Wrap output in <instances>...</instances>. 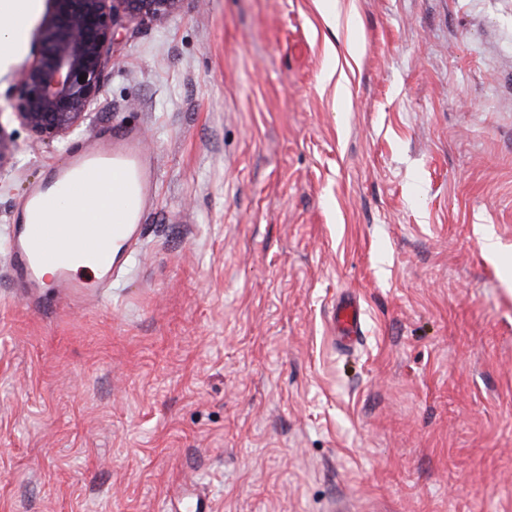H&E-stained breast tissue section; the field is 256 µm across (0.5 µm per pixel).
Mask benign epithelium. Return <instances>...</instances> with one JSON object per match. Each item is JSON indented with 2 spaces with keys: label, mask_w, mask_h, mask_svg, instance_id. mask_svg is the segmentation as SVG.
I'll return each instance as SVG.
<instances>
[{
  "label": "benign epithelium",
  "mask_w": 512,
  "mask_h": 512,
  "mask_svg": "<svg viewBox=\"0 0 512 512\" xmlns=\"http://www.w3.org/2000/svg\"><path fill=\"white\" fill-rule=\"evenodd\" d=\"M183 0H52L37 50L14 105L19 123L42 141L77 133L102 91L113 44L132 23L161 22ZM84 80H79V76Z\"/></svg>",
  "instance_id": "7a95c632"
}]
</instances>
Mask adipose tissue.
<instances>
[{
    "label": "adipose tissue",
    "instance_id": "1",
    "mask_svg": "<svg viewBox=\"0 0 512 512\" xmlns=\"http://www.w3.org/2000/svg\"><path fill=\"white\" fill-rule=\"evenodd\" d=\"M42 7L43 0H0V78L25 53L32 24ZM125 206V199L118 195L101 210L88 209L81 200L69 197L59 203L53 217L65 224H109Z\"/></svg>",
    "mask_w": 512,
    "mask_h": 512
}]
</instances>
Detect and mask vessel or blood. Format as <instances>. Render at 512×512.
<instances>
[{"label": "vessel or blood", "instance_id": "b4317fda", "mask_svg": "<svg viewBox=\"0 0 512 512\" xmlns=\"http://www.w3.org/2000/svg\"><path fill=\"white\" fill-rule=\"evenodd\" d=\"M59 185L86 206L100 208L112 194L127 207L115 224H61L48 220ZM154 176L139 133L133 128L98 135L62 165L52 169L26 196L19 224L8 232L11 280L29 299L40 300L46 286L63 289L69 303L92 300V285L73 272L75 262L93 267L99 281L111 285L113 272L132 257L142 232L141 216L153 198ZM336 335L361 336V309L354 301L337 305Z\"/></svg>", "mask_w": 512, "mask_h": 512}]
</instances>
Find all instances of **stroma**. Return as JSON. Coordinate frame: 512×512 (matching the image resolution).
<instances>
[{
	"label": "stroma",
	"mask_w": 512,
	"mask_h": 512,
	"mask_svg": "<svg viewBox=\"0 0 512 512\" xmlns=\"http://www.w3.org/2000/svg\"><path fill=\"white\" fill-rule=\"evenodd\" d=\"M183 0L64 143L0 80V512H512V0ZM133 125L140 251L12 286L29 187ZM364 332L337 345L336 302Z\"/></svg>",
	"instance_id": "35a3bbf8"
}]
</instances>
